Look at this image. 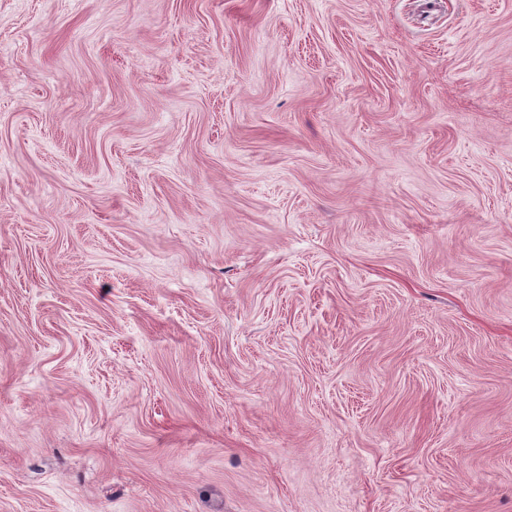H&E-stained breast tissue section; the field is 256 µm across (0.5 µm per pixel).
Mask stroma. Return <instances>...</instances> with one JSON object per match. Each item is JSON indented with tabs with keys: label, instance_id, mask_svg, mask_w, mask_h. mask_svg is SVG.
Returning a JSON list of instances; mask_svg holds the SVG:
<instances>
[{
	"label": "stroma",
	"instance_id": "obj_1",
	"mask_svg": "<svg viewBox=\"0 0 512 512\" xmlns=\"http://www.w3.org/2000/svg\"><path fill=\"white\" fill-rule=\"evenodd\" d=\"M0 512H512V0H0Z\"/></svg>",
	"mask_w": 512,
	"mask_h": 512
}]
</instances>
